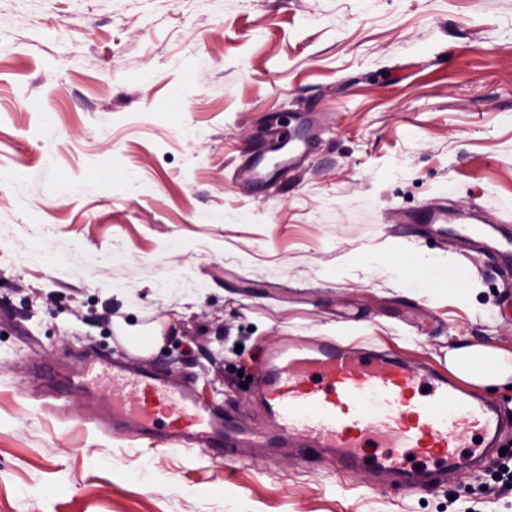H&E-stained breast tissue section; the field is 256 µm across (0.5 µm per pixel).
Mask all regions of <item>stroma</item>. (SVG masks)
I'll return each instance as SVG.
<instances>
[{
  "label": "stroma",
  "instance_id": "1",
  "mask_svg": "<svg viewBox=\"0 0 512 512\" xmlns=\"http://www.w3.org/2000/svg\"><path fill=\"white\" fill-rule=\"evenodd\" d=\"M283 118L312 147L255 190ZM427 205L512 227V0H0V512H512L485 469L409 491L293 448L223 464L47 403L116 319H173L150 366L265 431L246 379L286 336L512 353V265L402 222ZM431 258L462 290L410 288ZM246 171L252 184L263 185L275 177L277 168L269 164L265 151H259L251 154Z\"/></svg>",
  "mask_w": 512,
  "mask_h": 512
}]
</instances>
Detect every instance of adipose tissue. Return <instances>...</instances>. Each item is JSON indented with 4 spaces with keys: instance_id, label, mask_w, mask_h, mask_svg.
I'll use <instances>...</instances> for the list:
<instances>
[{
    "instance_id": "1",
    "label": "adipose tissue",
    "mask_w": 512,
    "mask_h": 512,
    "mask_svg": "<svg viewBox=\"0 0 512 512\" xmlns=\"http://www.w3.org/2000/svg\"><path fill=\"white\" fill-rule=\"evenodd\" d=\"M120 341L129 337H141V344L132 347L133 355L149 358L157 354L165 345L169 323H153L129 326L117 321L113 324ZM448 367L458 377L485 387H498L512 383V364L506 360L504 352L483 342L460 340L448 351Z\"/></svg>"
}]
</instances>
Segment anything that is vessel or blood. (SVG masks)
<instances>
[{
	"label": "vessel or blood",
	"mask_w": 512,
	"mask_h": 512,
	"mask_svg": "<svg viewBox=\"0 0 512 512\" xmlns=\"http://www.w3.org/2000/svg\"><path fill=\"white\" fill-rule=\"evenodd\" d=\"M307 147L294 127H283L279 149L288 162L298 161ZM276 173L265 152L252 153V184H266ZM406 220L445 224L461 237L484 235L483 228L463 224L444 207L425 206ZM102 384L112 391L105 415L113 430L135 433L157 447L200 445L222 459L229 439L246 435L262 448L332 455L341 474L373 468L406 487L443 482L462 460L484 466L512 429L511 414L461 390L446 374H419L399 356L362 357L331 341L307 348L287 342L267 357L256 391L278 427L271 437L228 411L200 404L189 388L169 384L157 370L136 367L121 346L108 363L87 365L77 388ZM465 448L472 451L466 459Z\"/></svg>",
	"instance_id": "1"
}]
</instances>
